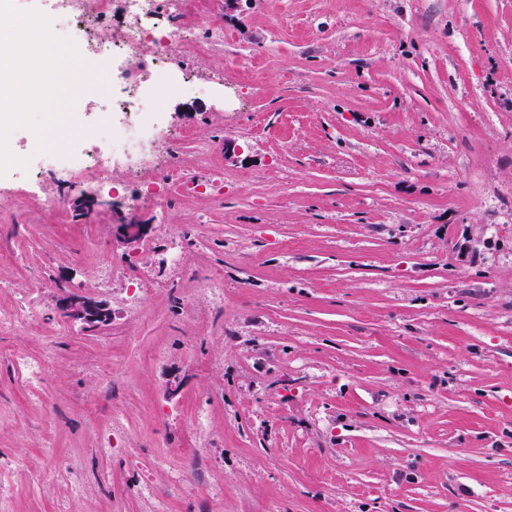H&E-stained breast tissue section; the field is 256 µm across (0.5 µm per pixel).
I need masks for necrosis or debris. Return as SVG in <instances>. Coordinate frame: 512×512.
Segmentation results:
<instances>
[{
	"instance_id": "necrosis-or-debris-1",
	"label": "necrosis or debris",
	"mask_w": 512,
	"mask_h": 512,
	"mask_svg": "<svg viewBox=\"0 0 512 512\" xmlns=\"http://www.w3.org/2000/svg\"><path fill=\"white\" fill-rule=\"evenodd\" d=\"M125 35L122 40L103 44L95 29L110 13L111 0H7L16 27L11 39L0 42V87L7 76L22 70L32 42L55 38L71 41L88 69L111 64L120 72L129 60L145 67L140 86L115 99L102 97L93 109L108 126L119 128L108 150L85 143L68 154H31L16 162L21 181L35 182L44 175L64 172L71 183L87 175H98L112 162L125 163L131 177L149 185L147 195L135 196L132 206L144 202L163 205L167 180L177 168L179 146L185 132H169L163 124L164 93L193 91L187 73L176 59L186 43L185 33L202 14L198 0H123ZM47 23H37V15Z\"/></svg>"
}]
</instances>
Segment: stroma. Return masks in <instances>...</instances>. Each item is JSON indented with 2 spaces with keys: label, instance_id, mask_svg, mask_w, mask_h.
<instances>
[{
  "label": "stroma",
  "instance_id": "1",
  "mask_svg": "<svg viewBox=\"0 0 512 512\" xmlns=\"http://www.w3.org/2000/svg\"><path fill=\"white\" fill-rule=\"evenodd\" d=\"M203 4L187 191L0 198V512H512V0ZM53 48L34 152L107 134ZM59 310L70 321L79 322L90 330L106 326L112 319L106 303L77 288H69L59 299Z\"/></svg>",
  "mask_w": 512,
  "mask_h": 512
}]
</instances>
